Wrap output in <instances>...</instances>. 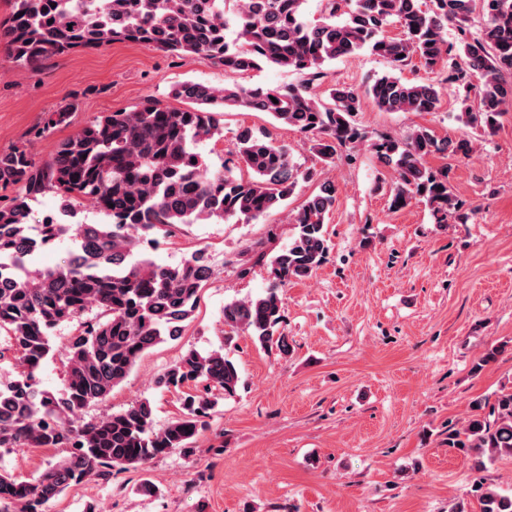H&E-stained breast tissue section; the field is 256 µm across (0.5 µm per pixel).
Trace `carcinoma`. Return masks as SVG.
Listing matches in <instances>:
<instances>
[{
	"mask_svg": "<svg viewBox=\"0 0 512 512\" xmlns=\"http://www.w3.org/2000/svg\"><path fill=\"white\" fill-rule=\"evenodd\" d=\"M13 0L0 22L15 66L33 70L52 56L131 42L180 56L204 55L224 71L244 74L274 66L306 76L298 86L222 88L186 81L172 96L194 104L174 110L147 100L131 112H107L61 140L52 157L38 164L26 145L0 151V189H12L0 207V334L18 355L20 378L0 383V448H65L67 455L32 481L0 470V512H43V506L100 468L147 464L172 449H187L206 429L216 394H236L240 376L223 353L189 349L158 379L167 389L203 386L185 393L183 412L155 428L149 401L82 423L78 413L105 400L140 357L181 334L195 310L201 288L212 275L208 256L198 251L176 265H157L139 251L149 236L200 221L258 220L282 208L299 182H315L310 195L289 216L294 234L270 262L264 295L224 305V325L242 329L264 348L290 353L279 331L284 305L281 288L309 278L328 254L326 218L336 202L335 181L317 168H301L288 149L264 132L243 127L223 169L212 172L195 146L218 133L216 109L265 112L312 137V150L326 166L339 152L365 140L356 122L365 99L384 112H434L440 86L460 97L462 119L485 136L495 133L512 108V0H321L322 16L305 17L306 0ZM481 12L473 33L469 22ZM401 34H385L392 23ZM456 30L448 40V25ZM362 50L386 59L392 72L359 90L335 84L328 101L312 93L325 63ZM418 62L437 82L407 80L402 70ZM477 89L478 102L469 92ZM78 103L48 114L33 132L39 139L71 123ZM381 164L395 172L390 209L399 211L421 198L435 223H467L470 208L448 184V166L433 169L428 158H467L472 140H441L418 127L402 138L372 144ZM246 168L251 177L236 174ZM48 191L59 195L61 211L73 215L86 202L105 214V224H66L48 216L31 223L30 202ZM76 248L54 268L33 266L37 254L64 236ZM67 341V384L60 397L39 389L38 373L55 351L53 332L88 311ZM467 424L448 426V447L475 465L512 456V391L494 403L476 399ZM472 493L481 512H512V494L484 482Z\"/></svg>",
	"mask_w": 512,
	"mask_h": 512,
	"instance_id": "obj_1",
	"label": "carcinoma"
}]
</instances>
